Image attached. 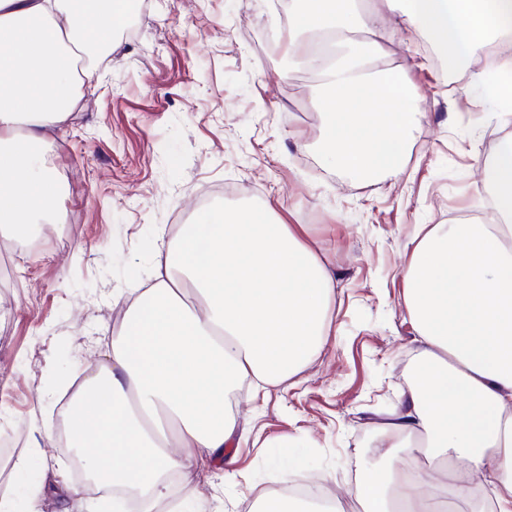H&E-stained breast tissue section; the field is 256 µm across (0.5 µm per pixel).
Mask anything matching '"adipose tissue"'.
<instances>
[{
  "mask_svg": "<svg viewBox=\"0 0 512 512\" xmlns=\"http://www.w3.org/2000/svg\"><path fill=\"white\" fill-rule=\"evenodd\" d=\"M279 33L318 74L323 132L314 148L355 176L396 175L419 121L402 69L370 80L389 50L372 8L304 0ZM401 29L422 36L455 72L492 40L512 36V0H381ZM130 0H0V234L28 238L59 194L37 155L92 83L72 51L111 49ZM365 33L333 55L328 39ZM493 95L506 133L485 168L490 223L420 224L403 294L424 368L379 427L389 453L357 478L361 512H512V55L500 56ZM269 207L216 208L180 227L158 254L156 282L128 305L104 362L65 417L69 447L102 485L141 490L145 512L176 471L220 455L236 431L229 394L295 375L322 346L335 289L306 225Z\"/></svg>",
  "mask_w": 512,
  "mask_h": 512,
  "instance_id": "adipose-tissue-1",
  "label": "adipose tissue"
}]
</instances>
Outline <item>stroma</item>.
Instances as JSON below:
<instances>
[{"label":"stroma","mask_w":512,"mask_h":512,"mask_svg":"<svg viewBox=\"0 0 512 512\" xmlns=\"http://www.w3.org/2000/svg\"><path fill=\"white\" fill-rule=\"evenodd\" d=\"M130 13L134 34L116 29L99 84L42 150L65 229L34 225L38 248L17 242L0 255V407L12 419L0 431V493L30 512L29 488L60 451L46 443L21 472L15 458L37 430L57 432L133 288L150 284L178 224L204 217L201 185L218 183L227 191L210 207L266 204L308 226L335 282L334 324L266 400L232 396L236 462L199 461L194 482L171 475L166 495L258 512L264 486L312 474L349 498L356 473L385 450L375 422L395 409L418 358L402 302L415 227L490 206L476 187L504 131L494 98L469 82L485 63L449 74L435 51L394 41L422 116L398 176L360 178L312 151L319 79L278 57L270 0H135Z\"/></svg>","instance_id":"stroma-1"}]
</instances>
